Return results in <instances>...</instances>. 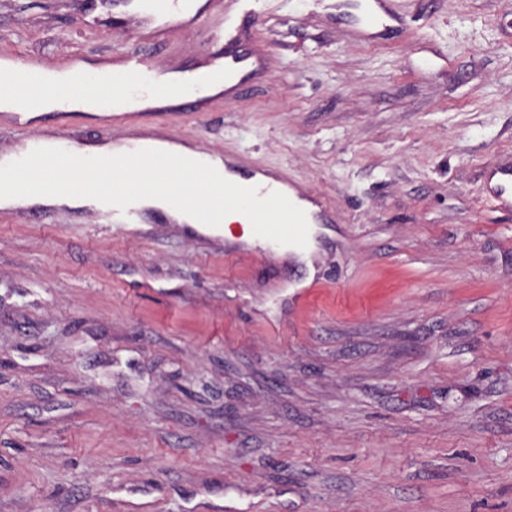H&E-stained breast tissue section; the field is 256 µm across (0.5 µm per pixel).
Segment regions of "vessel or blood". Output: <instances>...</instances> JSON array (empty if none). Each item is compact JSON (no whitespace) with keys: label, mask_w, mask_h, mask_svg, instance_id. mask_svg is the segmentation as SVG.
<instances>
[{"label":"vessel or blood","mask_w":512,"mask_h":512,"mask_svg":"<svg viewBox=\"0 0 512 512\" xmlns=\"http://www.w3.org/2000/svg\"><path fill=\"white\" fill-rule=\"evenodd\" d=\"M360 11L362 34L371 40L395 33L405 24L393 0H362ZM117 14L130 19L134 28L116 32L117 41L125 48L115 54L111 74L82 75L75 55L55 67L67 79L65 95L95 100L103 111L111 113L113 124L156 113L212 111L216 103L237 97L247 82L268 67L267 54L245 40V25L225 13L224 0H201L194 9L187 0H96V8L86 15L84 25L99 31ZM180 36L195 42L194 62L188 68L179 59L176 39ZM0 68L32 78L46 71L43 60L31 54L2 57ZM68 116V111H59L47 132L33 126L26 103L0 113V123L21 135L27 147L25 153L9 156L7 164L0 166V177L8 179L47 163L51 166L50 184L79 185L85 170L77 160L78 136ZM224 176L238 185L257 187L259 196L278 191L304 207V199L276 172L259 166L244 169L228 156ZM104 217L114 229L122 230L143 223L145 211L133 204L124 211L109 209Z\"/></svg>","instance_id":"b4317fda"}]
</instances>
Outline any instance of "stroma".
I'll return each mask as SVG.
<instances>
[{
	"mask_svg": "<svg viewBox=\"0 0 512 512\" xmlns=\"http://www.w3.org/2000/svg\"><path fill=\"white\" fill-rule=\"evenodd\" d=\"M396 6L264 0L268 77L154 118L321 196L311 264L0 208V512H512V0ZM84 8L0 0V57L104 65ZM359 21L364 37L375 40L395 33L405 25V17L395 9L392 0L361 1Z\"/></svg>",
	"mask_w": 512,
	"mask_h": 512,
	"instance_id": "stroma-1",
	"label": "stroma"
}]
</instances>
